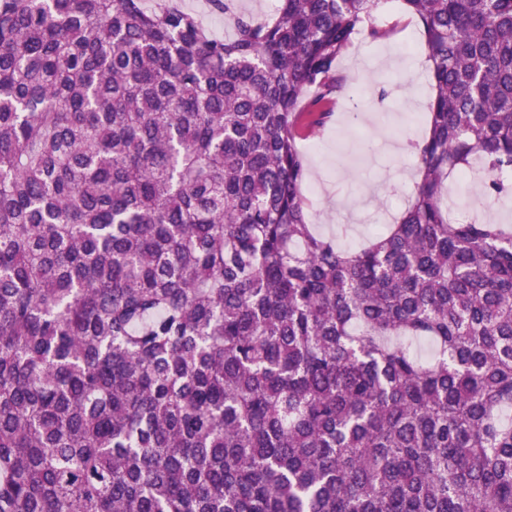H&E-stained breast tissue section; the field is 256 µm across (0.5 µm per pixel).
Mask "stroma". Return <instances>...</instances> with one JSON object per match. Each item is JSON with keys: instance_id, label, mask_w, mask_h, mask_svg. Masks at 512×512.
<instances>
[{"instance_id": "stroma-1", "label": "stroma", "mask_w": 512, "mask_h": 512, "mask_svg": "<svg viewBox=\"0 0 512 512\" xmlns=\"http://www.w3.org/2000/svg\"><path fill=\"white\" fill-rule=\"evenodd\" d=\"M374 22L393 27V34L355 41L339 65L345 82L331 106V120L297 141L308 159L310 221L337 234L345 247L365 242L404 210L416 162L398 145L407 135L421 134L433 96L429 70H421L415 81L407 79L406 62L426 53L416 20L400 0H381ZM479 186V180L450 176L455 219L478 215L512 227V197L486 204Z\"/></svg>"}]
</instances>
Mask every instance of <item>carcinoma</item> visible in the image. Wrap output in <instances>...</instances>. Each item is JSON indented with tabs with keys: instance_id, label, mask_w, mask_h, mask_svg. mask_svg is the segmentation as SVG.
<instances>
[{
	"instance_id": "cac0c4a2",
	"label": "carcinoma",
	"mask_w": 512,
	"mask_h": 512,
	"mask_svg": "<svg viewBox=\"0 0 512 512\" xmlns=\"http://www.w3.org/2000/svg\"><path fill=\"white\" fill-rule=\"evenodd\" d=\"M209 2L0 0V512H512V231L445 204L512 193V0H402L436 94L355 249L296 134L381 0ZM144 6L147 9H154L158 3H169L176 5L184 12L190 13L197 19H200L203 27L214 38L217 39H231L233 36V17L224 16L222 14H211L209 9L199 2L198 0H144ZM278 0H236L237 12L258 19H269L275 12Z\"/></svg>"
}]
</instances>
